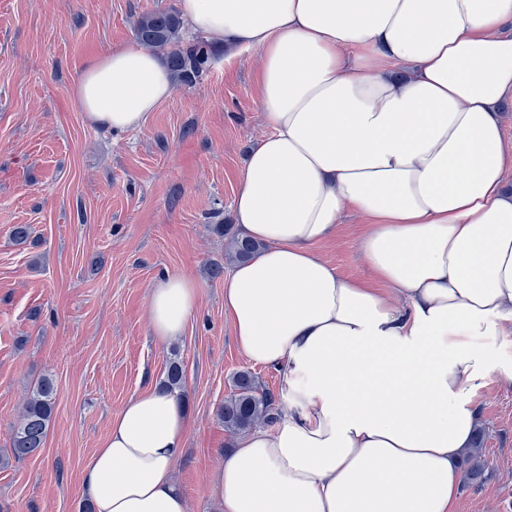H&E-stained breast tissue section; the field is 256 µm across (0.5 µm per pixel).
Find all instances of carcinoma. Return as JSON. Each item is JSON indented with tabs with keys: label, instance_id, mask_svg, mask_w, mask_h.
<instances>
[{
	"label": "carcinoma",
	"instance_id": "carcinoma-1",
	"mask_svg": "<svg viewBox=\"0 0 512 512\" xmlns=\"http://www.w3.org/2000/svg\"><path fill=\"white\" fill-rule=\"evenodd\" d=\"M135 38L143 47L162 53L175 85L192 86L209 69L212 59L219 53L213 43L203 39H185L183 23L173 8L157 9L142 14L135 25ZM217 233L228 240L225 258L233 263L245 261L263 248V244L232 231L228 224L215 225ZM184 372L181 363L169 362L163 386L171 391L183 392ZM232 394L224 399L219 415L224 429L238 435L262 424L275 425L281 411L275 398L261 389L253 374L241 370L232 376ZM54 379L43 376L25 398L19 421L10 436L11 458L21 462L43 447L52 419L55 396ZM483 439L466 452V479L480 481L485 471L482 453Z\"/></svg>",
	"mask_w": 512,
	"mask_h": 512
}]
</instances>
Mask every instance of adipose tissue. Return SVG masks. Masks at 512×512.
<instances>
[{
    "label": "adipose tissue",
    "instance_id": "ef3b65f1",
    "mask_svg": "<svg viewBox=\"0 0 512 512\" xmlns=\"http://www.w3.org/2000/svg\"><path fill=\"white\" fill-rule=\"evenodd\" d=\"M197 32L258 50L269 132L238 176L234 217L263 248L224 280L250 362L284 411L214 473L218 512H453L476 388L512 382V0H178ZM173 93L137 45L72 87L91 123L141 126ZM366 223L351 278L314 251L345 213ZM199 284L163 274L153 339L182 335ZM188 414L158 386L112 418L82 473L91 512H189L173 469Z\"/></svg>",
    "mask_w": 512,
    "mask_h": 512
}]
</instances>
